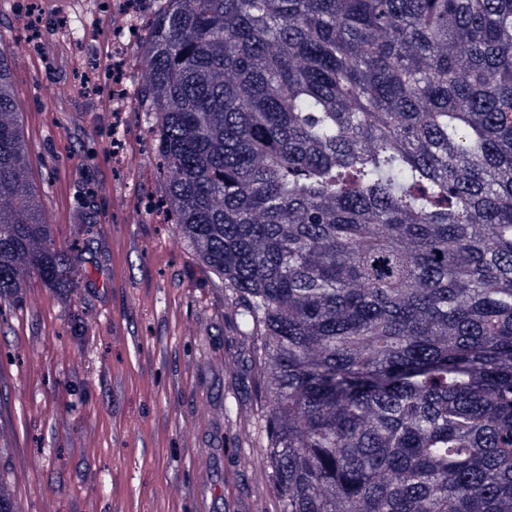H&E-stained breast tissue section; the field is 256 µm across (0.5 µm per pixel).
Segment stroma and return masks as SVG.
<instances>
[{
    "label": "stroma",
    "mask_w": 512,
    "mask_h": 512,
    "mask_svg": "<svg viewBox=\"0 0 512 512\" xmlns=\"http://www.w3.org/2000/svg\"><path fill=\"white\" fill-rule=\"evenodd\" d=\"M0 0V46L29 145L27 175L72 288L22 279L0 301V481L16 512H275L251 353L220 288L177 238L145 113L113 98L140 83L141 41L122 60L74 40L75 19L124 35L125 0Z\"/></svg>",
    "instance_id": "35a3bbf8"
}]
</instances>
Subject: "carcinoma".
<instances>
[{"label": "carcinoma", "mask_w": 512, "mask_h": 512, "mask_svg": "<svg viewBox=\"0 0 512 512\" xmlns=\"http://www.w3.org/2000/svg\"><path fill=\"white\" fill-rule=\"evenodd\" d=\"M178 234L224 283L277 512H512V0H158ZM0 49V299L81 279Z\"/></svg>", "instance_id": "obj_1"}]
</instances>
